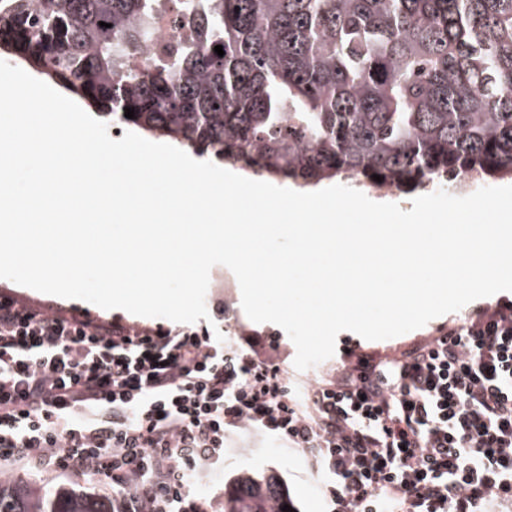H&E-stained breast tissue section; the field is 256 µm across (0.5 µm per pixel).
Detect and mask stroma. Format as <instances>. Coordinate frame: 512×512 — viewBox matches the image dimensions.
<instances>
[{"label":"stroma","mask_w":512,"mask_h":512,"mask_svg":"<svg viewBox=\"0 0 512 512\" xmlns=\"http://www.w3.org/2000/svg\"><path fill=\"white\" fill-rule=\"evenodd\" d=\"M7 295L39 310L48 312L76 313L125 324L139 323V316L116 309L106 311L81 300L64 299L44 294L0 278V296ZM206 307L209 317L195 322V329L205 328L207 323L223 326V312H231L235 317L237 334L226 337L224 350L235 353L241 348L240 332L257 336L260 345V358L266 364L277 366L279 374L295 398H303L308 387L324 380L335 379L351 366L358 355L379 353L397 356L414 345L421 344L438 336L441 331L462 323L474 309L489 306L490 301L481 298L472 301L458 311L445 314L428 322L425 326L386 340L368 341L354 333H344L336 340L334 355L320 364L304 371L294 366L296 347L286 332L272 323L252 322L241 306V291L225 288L224 268L215 266L210 272V283L206 294ZM13 477L30 485L55 489L75 488L83 492L103 496L111 494L112 487L99 480L90 471L79 469L67 472H52L24 465L9 468ZM249 472L277 476L288 487L297 512H322V478L304 453L289 447L284 439L258 432L243 426L231 430L224 440V461L218 465H200L186 478V490L191 501L201 506L203 512H224V487L238 474Z\"/></svg>","instance_id":"obj_1"}]
</instances>
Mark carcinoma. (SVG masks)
<instances>
[{
    "label": "carcinoma",
    "instance_id": "1",
    "mask_svg": "<svg viewBox=\"0 0 512 512\" xmlns=\"http://www.w3.org/2000/svg\"><path fill=\"white\" fill-rule=\"evenodd\" d=\"M176 2L188 34L143 62L162 0H0V48L115 126L298 187L512 176V0ZM286 504L272 476L224 492V512ZM0 512L119 502L0 474Z\"/></svg>",
    "mask_w": 512,
    "mask_h": 512
}]
</instances>
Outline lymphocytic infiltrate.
Segmentation results:
<instances>
[{
    "label": "lymphocytic infiltrate",
    "instance_id": "f902f5d3",
    "mask_svg": "<svg viewBox=\"0 0 512 512\" xmlns=\"http://www.w3.org/2000/svg\"><path fill=\"white\" fill-rule=\"evenodd\" d=\"M243 424L311 458L328 512L512 507V301L400 358L359 356L303 407L207 331L0 299V465L90 470L123 512H201L185 475Z\"/></svg>",
    "mask_w": 512,
    "mask_h": 512
}]
</instances>
